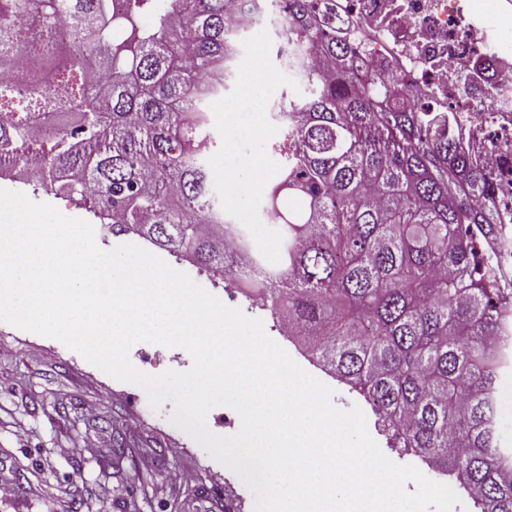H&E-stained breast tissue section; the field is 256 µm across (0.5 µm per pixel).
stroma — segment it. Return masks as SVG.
Segmentation results:
<instances>
[{"instance_id":"35a3bbf8","label":"stroma","mask_w":512,"mask_h":512,"mask_svg":"<svg viewBox=\"0 0 512 512\" xmlns=\"http://www.w3.org/2000/svg\"><path fill=\"white\" fill-rule=\"evenodd\" d=\"M277 30V25L269 24L242 37L243 55L261 62L266 71L257 81L262 95L252 96L234 84L212 104L222 115L213 130V187L260 239L267 235L261 218L266 181L256 176L244 179L238 169L256 159L265 162L267 171H274L276 161L266 151L267 139L255 128L265 121L267 103L285 95L299 100L304 94L299 80L280 72L279 61L265 54L266 45L276 42ZM18 188L34 202L52 204L66 216L92 222L101 249L140 241L131 233L112 235L95 222L80 195L25 184ZM155 254L226 306L261 319L274 342L333 389L335 407H361L370 436L387 458L440 480L427 459L390 448L363 398L312 364L269 312L252 308L244 296L228 298L219 275L160 248ZM129 358L136 368L152 375L186 371L193 364L184 349L144 341L131 347ZM172 410L169 401L152 408L145 390L114 380L59 340L0 321V483L12 488L11 495L0 496V512H224L228 506L235 512H254L251 491L169 422ZM174 470L186 473L187 482L170 483L168 474Z\"/></svg>"}]
</instances>
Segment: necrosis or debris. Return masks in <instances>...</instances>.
Wrapping results in <instances>:
<instances>
[{
  "mask_svg": "<svg viewBox=\"0 0 512 512\" xmlns=\"http://www.w3.org/2000/svg\"><path fill=\"white\" fill-rule=\"evenodd\" d=\"M335 12L360 47L359 76L383 69L458 113L500 216H512V35L483 0H336Z\"/></svg>",
  "mask_w": 512,
  "mask_h": 512,
  "instance_id": "obj_1",
  "label": "necrosis or debris"
}]
</instances>
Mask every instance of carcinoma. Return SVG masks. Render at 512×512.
<instances>
[{
    "mask_svg": "<svg viewBox=\"0 0 512 512\" xmlns=\"http://www.w3.org/2000/svg\"><path fill=\"white\" fill-rule=\"evenodd\" d=\"M330 0H0V161L36 138L57 151L40 182L88 195L112 234L133 232L227 281L249 279L314 359L371 406L397 448L435 460L471 512H512V448L496 427L512 366V289L480 251L501 235L488 174L452 112H431L397 77L357 85L352 42ZM278 6L288 71L307 96L270 112L280 134L264 212L274 256L211 187V103L238 38ZM157 18L142 32L139 17ZM56 29L53 42L31 39ZM20 52L32 58L14 74ZM100 79L89 83L85 66Z\"/></svg>",
    "mask_w": 512,
    "mask_h": 512,
    "instance_id": "obj_1",
    "label": "carcinoma"
}]
</instances>
